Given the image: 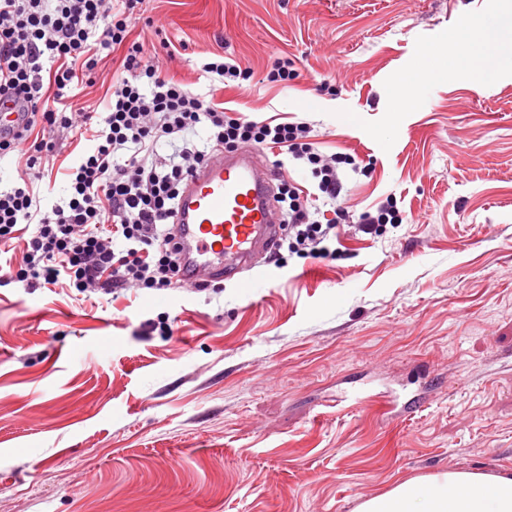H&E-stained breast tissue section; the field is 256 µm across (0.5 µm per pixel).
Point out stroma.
<instances>
[{
	"label": "stroma",
	"instance_id": "stroma-1",
	"mask_svg": "<svg viewBox=\"0 0 512 512\" xmlns=\"http://www.w3.org/2000/svg\"><path fill=\"white\" fill-rule=\"evenodd\" d=\"M512 0H142L131 39L228 115L306 122L341 166L328 256L259 259L257 295L0 286V512H356L398 482L512 473V43L491 83L394 80ZM251 77L210 88L214 54ZM122 50L78 104L104 109ZM288 57V82L265 76ZM46 203L88 141L59 133ZM404 219L363 232L386 197ZM111 349L98 350L103 337ZM421 410L399 415L425 381ZM368 400L336 407L340 391Z\"/></svg>",
	"mask_w": 512,
	"mask_h": 512
}]
</instances>
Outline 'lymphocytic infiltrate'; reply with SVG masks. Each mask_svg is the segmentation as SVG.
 Returning <instances> with one entry per match:
<instances>
[{
	"label": "lymphocytic infiltrate",
	"mask_w": 512,
	"mask_h": 512,
	"mask_svg": "<svg viewBox=\"0 0 512 512\" xmlns=\"http://www.w3.org/2000/svg\"><path fill=\"white\" fill-rule=\"evenodd\" d=\"M141 0H0V102L19 112L17 130L0 134V157L19 155L17 185L0 191V246L23 238L22 264L11 279L33 288L66 284L78 292L179 288L174 216L184 181L217 150L245 143L286 148L307 166L319 191L335 201L340 165L350 156H322L307 123L226 115L167 74L155 47L130 40ZM124 51L122 76L103 111L60 103L90 83L101 50ZM53 67V87L43 71ZM206 125L205 147L184 141ZM82 132L91 148L67 170L68 197L44 208L33 192L55 157L56 131ZM180 144L178 159H161L159 144ZM277 200L292 249L327 253L330 227L320 224L301 189L283 183Z\"/></svg>",
	"instance_id": "1"
}]
</instances>
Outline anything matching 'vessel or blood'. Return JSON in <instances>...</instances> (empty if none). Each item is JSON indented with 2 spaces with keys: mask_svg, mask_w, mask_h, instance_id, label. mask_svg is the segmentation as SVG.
<instances>
[{
  "mask_svg": "<svg viewBox=\"0 0 512 512\" xmlns=\"http://www.w3.org/2000/svg\"><path fill=\"white\" fill-rule=\"evenodd\" d=\"M275 178L256 164L252 152H216L184 185L176 211L177 242L189 280L245 279L257 259L274 250L281 236L279 206L272 193Z\"/></svg>",
  "mask_w": 512,
  "mask_h": 512,
  "instance_id": "1",
  "label": "vessel or blood"
}]
</instances>
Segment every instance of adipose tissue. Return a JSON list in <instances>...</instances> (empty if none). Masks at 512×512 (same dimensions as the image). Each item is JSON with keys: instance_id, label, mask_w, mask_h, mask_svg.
<instances>
[{"instance_id": "ef3b65f1", "label": "adipose tissue", "mask_w": 512, "mask_h": 512, "mask_svg": "<svg viewBox=\"0 0 512 512\" xmlns=\"http://www.w3.org/2000/svg\"><path fill=\"white\" fill-rule=\"evenodd\" d=\"M504 42H512V19L459 27L448 35L445 56L438 58L431 49H423L421 68L405 72L401 81L409 86L440 72H465L474 85L491 82L501 66L492 49ZM471 43L488 46V53L463 54V47ZM357 512H512V474L458 471L409 479L362 502Z\"/></svg>"}]
</instances>
